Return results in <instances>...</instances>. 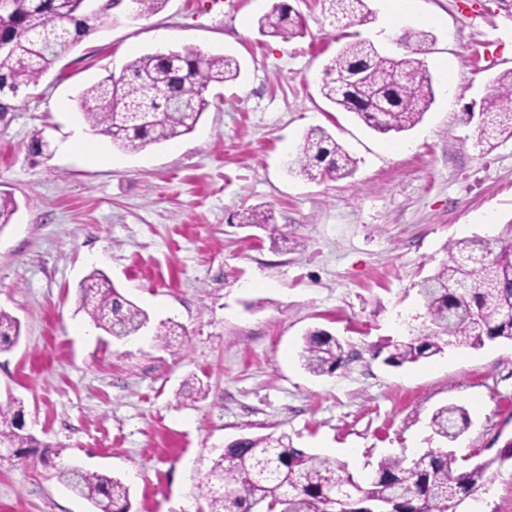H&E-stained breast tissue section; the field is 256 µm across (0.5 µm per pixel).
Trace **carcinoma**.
<instances>
[{
	"label": "carcinoma",
	"instance_id": "cac0c4a2",
	"mask_svg": "<svg viewBox=\"0 0 512 512\" xmlns=\"http://www.w3.org/2000/svg\"><path fill=\"white\" fill-rule=\"evenodd\" d=\"M336 26L367 21L364 0H328ZM83 0H12L8 18H0V112L13 109L12 100L36 86L56 62L59 52L99 30L106 14H90ZM262 35L288 41L304 35V23L284 0H275L258 21ZM415 47L401 57L384 56L374 43H346L324 67L320 92L343 112L357 116L379 133L401 132L419 123L434 100L430 74L416 55L424 52L429 34H414ZM242 65L230 55H205L193 50L151 52L133 59L119 76L110 75L85 89L78 99L80 113L95 132L113 145L138 151L150 144L193 132L209 106L212 86L233 83ZM392 102L387 112L374 111L382 97ZM480 140L512 139V70L493 81L479 104ZM291 173L310 179H343L352 175L355 160L323 128L310 129L286 163ZM17 210L9 193H0V225ZM243 227L267 230L270 212L250 207L237 213ZM420 292L432 331L409 343H396L387 363L400 366L443 351L446 344L477 348L485 341L512 342V221L493 237L474 236L456 244V255L426 277ZM81 308L93 324L117 340L137 335L148 326V314L125 299L100 272L93 271L80 286ZM20 323L0 310V345L11 346ZM302 365L314 374L333 373L346 366L345 350L330 332L314 328L303 337ZM21 401L0 405V438L27 455L36 440L24 433ZM469 424L465 409L438 408L430 427L441 442L456 441ZM490 463L462 466L451 451L427 450L410 463L381 458L369 479L361 482L336 462L292 445L288 435L242 437L229 444L206 476L202 491L209 512H349L352 502H336L358 489L366 498L389 503L395 512H448L484 484ZM67 487L90 501L96 512H130L129 489L120 480L64 468Z\"/></svg>",
	"mask_w": 512,
	"mask_h": 512
}]
</instances>
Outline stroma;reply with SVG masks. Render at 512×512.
<instances>
[{
	"label": "stroma",
	"instance_id": "35a3bbf8",
	"mask_svg": "<svg viewBox=\"0 0 512 512\" xmlns=\"http://www.w3.org/2000/svg\"><path fill=\"white\" fill-rule=\"evenodd\" d=\"M287 2L306 27L287 42L259 32L273 0H164L135 20L111 10L0 113V191L18 205L0 226V309L21 324L0 351V402L22 401L40 443L0 458V512H95L60 480L66 466L120 479L131 512H208L214 459L268 434L361 480L382 457L438 447L429 420L447 404L470 417L450 451L490 464L458 512H512V461L496 460L512 438V343L449 345L400 367L379 354L428 333L420 283L456 242L512 221V140L480 143L466 116L512 69V18L497 0H409L389 30L384 0H365L370 20L339 29L326 0ZM422 28L435 98L416 127L378 133L321 97L323 66L346 41L399 55ZM166 47L234 55L242 76L209 93L192 133L134 153L99 134L89 161L79 91ZM315 126L356 159L352 177L286 172ZM38 129L50 142L40 155ZM254 206L272 210L282 240L238 226ZM94 270L147 312L141 335L93 326L78 292ZM166 321L180 327L167 347L153 338ZM314 327L352 353L346 368L303 369Z\"/></svg>",
	"mask_w": 512,
	"mask_h": 512
}]
</instances>
